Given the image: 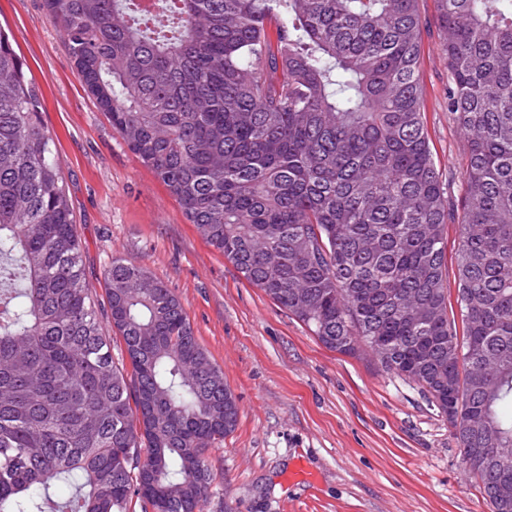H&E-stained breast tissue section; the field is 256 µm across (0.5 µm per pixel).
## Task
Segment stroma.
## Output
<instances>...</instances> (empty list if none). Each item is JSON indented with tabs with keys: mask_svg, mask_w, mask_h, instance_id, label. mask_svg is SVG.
<instances>
[{
	"mask_svg": "<svg viewBox=\"0 0 512 512\" xmlns=\"http://www.w3.org/2000/svg\"><path fill=\"white\" fill-rule=\"evenodd\" d=\"M420 82L436 166L462 195L466 138L447 107L436 0H420ZM54 137L98 317L104 270L121 258L162 279L239 405L235 430L204 458L203 512H490L461 466L448 419L413 382L372 357L326 348L250 285L186 219L87 94L44 0H0ZM308 479H290L296 463Z\"/></svg>",
	"mask_w": 512,
	"mask_h": 512,
	"instance_id": "35a3bbf8",
	"label": "stroma"
}]
</instances>
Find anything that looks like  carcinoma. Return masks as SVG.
Here are the masks:
<instances>
[{"mask_svg":"<svg viewBox=\"0 0 512 512\" xmlns=\"http://www.w3.org/2000/svg\"><path fill=\"white\" fill-rule=\"evenodd\" d=\"M437 2L468 150L456 202L423 119L417 0L45 8L87 92L208 243L325 347L417 384L492 512H512V0ZM25 67L0 32V512H130L134 498L202 512L204 452L234 431L236 398L143 267L112 260L99 321ZM445 234L448 241V294H450V299L455 311L457 310L455 304L457 288L455 254L459 241V226L457 224H448L445 228Z\"/></svg>","mask_w":512,"mask_h":512,"instance_id":"1","label":"carcinoma"}]
</instances>
